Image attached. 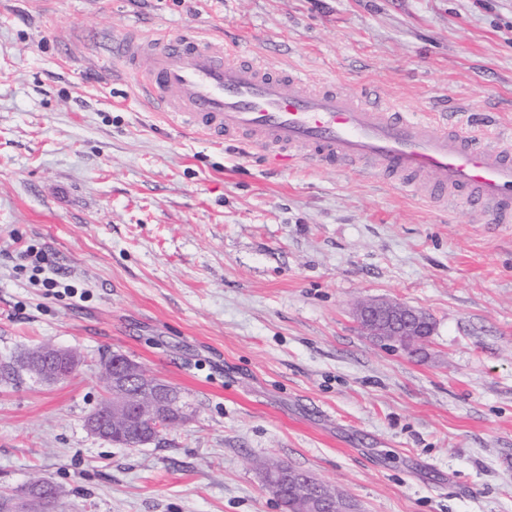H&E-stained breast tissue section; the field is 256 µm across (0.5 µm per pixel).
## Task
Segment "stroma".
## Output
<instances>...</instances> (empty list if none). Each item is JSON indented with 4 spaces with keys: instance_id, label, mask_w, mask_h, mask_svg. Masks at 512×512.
Segmentation results:
<instances>
[{
    "instance_id": "obj_1",
    "label": "stroma",
    "mask_w": 512,
    "mask_h": 512,
    "mask_svg": "<svg viewBox=\"0 0 512 512\" xmlns=\"http://www.w3.org/2000/svg\"><path fill=\"white\" fill-rule=\"evenodd\" d=\"M125 29L512 130V0H0V368L40 342L80 357L0 380V494L281 512L274 462L351 512H512V223L172 124L104 55ZM30 246L75 294L30 283ZM375 298L430 315L420 352L362 333ZM113 352L190 419L138 447L91 435ZM47 363L48 365L53 364L52 368L47 366L36 375L49 382H59L65 380L76 370L79 357L74 350L57 347L49 354Z\"/></svg>"
}]
</instances>
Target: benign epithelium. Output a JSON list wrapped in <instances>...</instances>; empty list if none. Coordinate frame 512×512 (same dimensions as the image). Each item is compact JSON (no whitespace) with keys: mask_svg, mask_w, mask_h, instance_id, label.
Masks as SVG:
<instances>
[{"mask_svg":"<svg viewBox=\"0 0 512 512\" xmlns=\"http://www.w3.org/2000/svg\"><path fill=\"white\" fill-rule=\"evenodd\" d=\"M364 332L380 342H388L403 349L413 340L428 335L429 318L426 313L386 300L373 299L363 304L357 312ZM49 367L38 376L50 382H59L72 374L79 363L78 354L67 348L51 351ZM108 392L113 406L119 413L117 422L104 418L99 409L85 419V427L103 440L112 439V425L126 430L131 443L137 447L147 444L162 426L172 422L184 423L189 417L187 406L164 380L144 373L142 367L125 355L112 358L108 379ZM311 481L303 477L292 482V492L302 501L303 512H319L317 502L310 497ZM56 497L55 488L47 481L38 482L26 489V496L19 503V512H27L28 502L37 493Z\"/></svg>","mask_w":512,"mask_h":512,"instance_id":"7a95c632","label":"benign epithelium"}]
</instances>
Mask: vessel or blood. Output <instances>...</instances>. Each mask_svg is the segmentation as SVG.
<instances>
[{"instance_id":"1","label":"vessel or blood","mask_w":512,"mask_h":512,"mask_svg":"<svg viewBox=\"0 0 512 512\" xmlns=\"http://www.w3.org/2000/svg\"><path fill=\"white\" fill-rule=\"evenodd\" d=\"M109 52L152 107L194 133L247 143L278 165L356 167L405 191L424 183L435 203L462 200L491 223H512L511 133L445 121L434 131L373 90L348 92L332 78L274 70L197 32L115 35Z\"/></svg>"}]
</instances>
